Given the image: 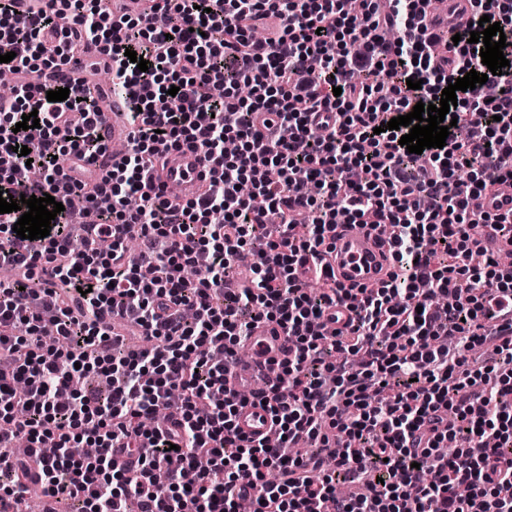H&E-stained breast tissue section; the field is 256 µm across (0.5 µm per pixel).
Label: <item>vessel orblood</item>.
<instances>
[{
    "instance_id": "obj_1",
    "label": "vessel or blood",
    "mask_w": 512,
    "mask_h": 512,
    "mask_svg": "<svg viewBox=\"0 0 512 512\" xmlns=\"http://www.w3.org/2000/svg\"><path fill=\"white\" fill-rule=\"evenodd\" d=\"M125 108L120 100L112 102V141L128 143L131 129L124 117ZM165 165L157 170L160 182L176 188L180 200L195 198L207 178V169L198 152L188 149L172 151L164 156ZM473 211L482 213L512 208V182L506 181L473 200ZM334 253L324 260L333 265L336 277L347 285L369 286L384 279L389 266L387 247L375 233L359 227L338 225L334 234ZM249 357L239 363L236 372L227 376V387L241 389L251 383L253 376L266 369L270 360L288 359L293 349L284 336L274 335L270 327L257 326L248 343ZM236 424L241 433L251 438L270 434L271 419L259 404L247 401L239 405Z\"/></svg>"
}]
</instances>
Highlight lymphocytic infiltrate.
<instances>
[{"label": "lymphocytic infiltrate", "instance_id": "obj_1", "mask_svg": "<svg viewBox=\"0 0 512 512\" xmlns=\"http://www.w3.org/2000/svg\"><path fill=\"white\" fill-rule=\"evenodd\" d=\"M16 2L0 0V54L18 76L0 99V194L80 195L98 217L78 242L55 218L36 251L13 230L19 212L0 214V512L28 490V457L5 453L19 438L41 451L42 512L55 497L74 512H512V333L489 310L512 296V266L471 263L472 225L512 237V210L470 207L512 179V0H467L451 32L431 25L429 0L355 13L345 0H154L134 18L47 0L24 20ZM269 13L278 36L252 39ZM484 16L506 36L496 75L469 40ZM88 44L132 127L103 171L89 166L107 151L92 90L47 99ZM473 70L488 80L458 92L445 146L409 156L390 119ZM31 112L39 127L17 130ZM179 149L210 174L186 202L145 173ZM340 223L385 231L392 269L347 288L327 266L309 290L300 269ZM339 304L355 315L347 336L327 330ZM262 323L294 348L250 393L276 448L238 431L241 398L224 384ZM91 374L106 392L81 388ZM83 442L94 455L72 454ZM364 471L365 490L337 496Z\"/></svg>", "mask_w": 512, "mask_h": 512}]
</instances>
